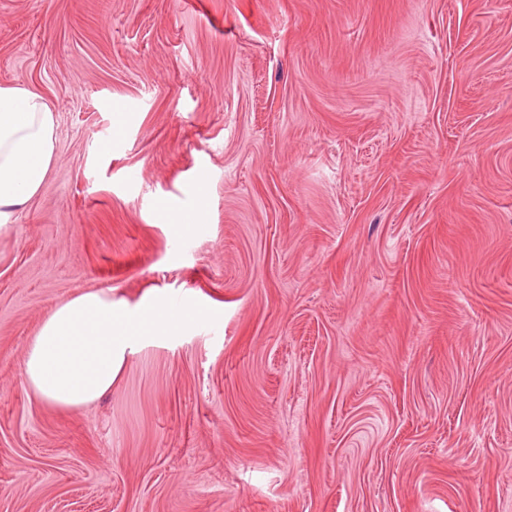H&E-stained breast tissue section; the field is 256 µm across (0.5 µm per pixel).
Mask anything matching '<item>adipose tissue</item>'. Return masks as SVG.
Returning a JSON list of instances; mask_svg holds the SVG:
<instances>
[{"label":"adipose tissue","mask_w":512,"mask_h":512,"mask_svg":"<svg viewBox=\"0 0 512 512\" xmlns=\"http://www.w3.org/2000/svg\"><path fill=\"white\" fill-rule=\"evenodd\" d=\"M54 111L24 84L0 87V230L12 224L44 184L55 155ZM194 310L165 300L131 310L90 291L57 306L29 343L26 384L55 405L78 408L112 388L143 338L191 328Z\"/></svg>","instance_id":"adipose-tissue-1"}]
</instances>
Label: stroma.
Masks as SVG:
<instances>
[{"mask_svg": "<svg viewBox=\"0 0 512 512\" xmlns=\"http://www.w3.org/2000/svg\"><path fill=\"white\" fill-rule=\"evenodd\" d=\"M20 80L0 512H512V0H0ZM87 291L205 317L59 407L22 361ZM54 111L19 83L0 87V230L44 184L55 155ZM205 217V210L201 205L186 211L174 212L168 206L160 211V218L168 224H173L177 232H187L192 224H201Z\"/></svg>", "mask_w": 512, "mask_h": 512, "instance_id": "obj_1", "label": "stroma"}]
</instances>
